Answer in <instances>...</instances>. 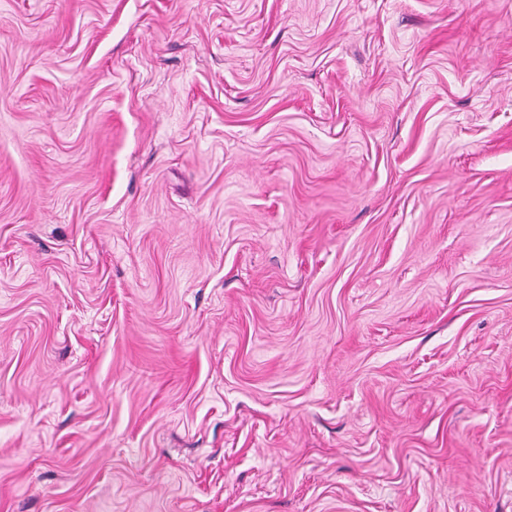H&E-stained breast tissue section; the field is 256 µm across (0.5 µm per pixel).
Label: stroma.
I'll use <instances>...</instances> for the list:
<instances>
[{
  "instance_id": "obj_1",
  "label": "stroma",
  "mask_w": 512,
  "mask_h": 512,
  "mask_svg": "<svg viewBox=\"0 0 512 512\" xmlns=\"http://www.w3.org/2000/svg\"><path fill=\"white\" fill-rule=\"evenodd\" d=\"M0 512H512V0H0Z\"/></svg>"
}]
</instances>
